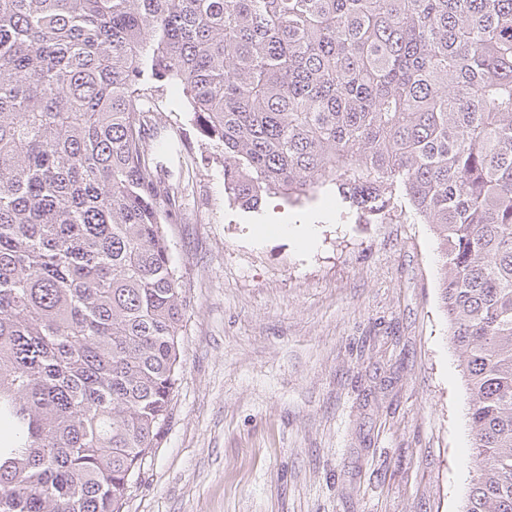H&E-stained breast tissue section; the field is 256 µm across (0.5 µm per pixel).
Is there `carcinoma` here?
I'll return each mask as SVG.
<instances>
[{
	"mask_svg": "<svg viewBox=\"0 0 512 512\" xmlns=\"http://www.w3.org/2000/svg\"><path fill=\"white\" fill-rule=\"evenodd\" d=\"M163 79L240 206L431 225L484 462L462 512H512V0H0V512H122L172 415Z\"/></svg>",
	"mask_w": 512,
	"mask_h": 512,
	"instance_id": "carcinoma-1",
	"label": "carcinoma"
}]
</instances>
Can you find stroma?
Instances as JSON below:
<instances>
[{"label":"stroma","mask_w":512,"mask_h":512,"mask_svg":"<svg viewBox=\"0 0 512 512\" xmlns=\"http://www.w3.org/2000/svg\"><path fill=\"white\" fill-rule=\"evenodd\" d=\"M156 118L180 148L169 237L190 306L124 512H461L482 461L430 225L348 218L331 192L244 210L192 115Z\"/></svg>","instance_id":"1"}]
</instances>
